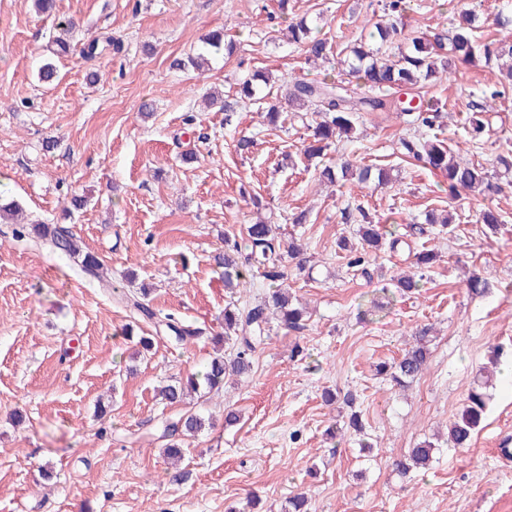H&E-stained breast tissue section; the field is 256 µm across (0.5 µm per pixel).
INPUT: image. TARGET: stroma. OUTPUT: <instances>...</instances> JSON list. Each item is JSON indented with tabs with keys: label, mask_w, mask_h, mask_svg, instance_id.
I'll use <instances>...</instances> for the list:
<instances>
[{
	"label": "stroma",
	"mask_w": 512,
	"mask_h": 512,
	"mask_svg": "<svg viewBox=\"0 0 512 512\" xmlns=\"http://www.w3.org/2000/svg\"><path fill=\"white\" fill-rule=\"evenodd\" d=\"M455 5L408 0L395 42L448 28ZM380 14L379 0H290L284 10L279 0H55L46 16L31 0H0V199L17 201L28 218L69 223L111 279L87 282L0 224V512H243L252 493L256 512H283L300 490L310 512H512V456L502 452L512 440V379L489 389L470 445L441 448L429 469L405 478L392 469L418 442L446 436L484 366L512 362V172L499 173L495 195L449 198L442 175L400 158L397 138L413 130L407 115L368 112L358 139L336 141L325 160L390 169L391 183L327 186L308 167V131L278 88L266 102L285 117L281 128L264 124L256 106H238L228 120L202 100L210 91L237 99L257 71L343 82L345 47ZM302 16L320 17L330 62L308 63L275 39ZM68 20L71 49L51 55L54 27ZM219 28L235 39L233 55L197 70L189 56ZM103 32L121 50L85 59L83 44ZM48 61L59 75L51 85L37 78ZM500 81L496 65L480 62L423 90L443 105L439 138L470 142L492 170L512 156V88L477 140L464 118ZM243 136L253 141L246 154L236 149ZM76 196L89 202L74 211ZM488 206L502 216L490 235L477 221ZM442 210L453 214V232L405 237L378 251L367 272L337 253V238L363 218L393 228ZM302 211L306 222L293 224ZM260 216L300 238L306 268L286 260L288 289L311 315L301 331L273 328L251 372L200 406L208 424L186 439L187 477L175 483L162 426L179 409L158 390L202 369L227 303L266 293L259 276L229 293L213 261L225 238L240 239ZM424 249L438 257L419 292L385 294ZM475 274L487 277L488 294L469 292ZM132 285L202 337L188 346L159 337L143 348L152 326L136 329L118 299ZM428 324L430 356L410 387L377 374ZM327 390L352 396L369 457L355 432L338 443L327 436L339 414ZM228 408L239 415L230 426Z\"/></svg>",
	"instance_id": "stroma-1"
}]
</instances>
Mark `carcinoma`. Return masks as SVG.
Wrapping results in <instances>:
<instances>
[{"instance_id":"cac0c4a2","label":"carcinoma","mask_w":512,"mask_h":512,"mask_svg":"<svg viewBox=\"0 0 512 512\" xmlns=\"http://www.w3.org/2000/svg\"><path fill=\"white\" fill-rule=\"evenodd\" d=\"M407 0H385L383 19L375 23L369 32L370 39L381 44L392 42L391 34L397 31L393 18L405 12ZM477 14L470 9L458 12V22L448 31L423 32L412 38L411 45L405 49L398 47L387 52L372 49L363 41L349 46V54L344 60L347 75L360 82L365 92L343 82L322 80H294L285 87V97L298 114V118L307 123L312 132L313 142L304 146L303 155L308 164H313L323 155L324 150L335 143L336 137H350L357 131L359 114L362 112H394L399 101L393 95L404 92L411 94L426 84L446 78L456 72L457 64H471L482 58L486 62H498L503 58L512 60V43L509 41H488L478 43L474 38L477 29ZM288 43L299 46L308 57L316 60L328 59V45L324 38L318 37V25L306 17L288 24L286 33ZM118 41L110 34H99L89 38L82 50L87 59H93ZM234 43L224 40V33L214 31L208 35L201 52L191 59L193 64L208 61L207 55L224 51L232 54ZM270 85L269 76L255 73L242 83L241 98L259 100V93ZM439 110L431 101L422 100L418 111L412 113V124L417 127L433 129ZM401 157L421 163L441 173L448 180V190L457 195L462 191H471L479 195H490L498 191L495 176L486 166L471 159H464L453 153L444 141L435 135L425 133L407 135L399 138ZM318 177L329 183L355 181L362 185H374L378 188L391 180L390 172L384 168L370 165L353 167L344 164L338 168L330 165L317 166ZM17 212L13 202L0 205V222L15 224L12 235L19 241L42 242L50 250L71 259L79 272L88 279L103 281L102 264L98 256L85 252L70 227L64 224H40L34 222H14ZM426 226L419 228L420 233L448 231L453 223L451 217L441 218L429 212L425 217ZM381 224H360L357 243L343 236L338 247L344 252L343 259L349 268L365 265L370 252L381 249L385 234ZM280 226L269 222L248 224L243 231L242 243L224 241V250L214 256L216 266L224 269V287L235 290L245 282L253 262L261 270V277L271 286L268 295L254 303L238 307L234 304L224 308V339H233L238 344L235 357L226 358L217 353L207 363L202 379L190 377L187 381L174 380L162 391L165 400L171 404L182 402L187 393L211 391L224 384L228 374L243 376L251 371L252 355L264 343L272 325L287 330L302 327L304 311L292 305L286 279L282 268V255L291 259L300 256L301 250L296 239L291 237L283 243L278 236ZM247 254H242V251ZM436 260V254L423 250L415 255L416 272H403L391 280L394 290L402 295L418 290L425 277V270ZM126 306L131 317L137 322L153 325L155 331L164 333L179 344L193 343L202 335V330L194 324L180 320L172 314H163L148 300L144 291L125 295ZM431 342L430 329L421 328L413 337V342L402 356L390 363L379 366L378 372L389 376L399 386L414 382L423 372L427 361L428 346ZM488 381L477 380L469 389L462 410L448 427V443L463 448L467 446L481 424L486 410V387ZM205 428V419L197 411L187 410L163 426L162 438L165 440L163 456L167 459L182 454L179 440L187 434L201 432ZM436 445L424 440L410 449L404 458L395 461L394 466L403 475L414 468L427 466L433 459Z\"/></svg>"}]
</instances>
